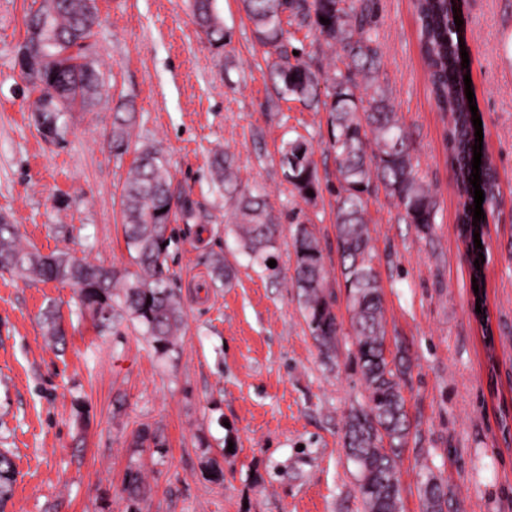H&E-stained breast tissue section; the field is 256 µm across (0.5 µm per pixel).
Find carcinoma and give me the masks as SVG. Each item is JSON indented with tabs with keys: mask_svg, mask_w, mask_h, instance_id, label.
Listing matches in <instances>:
<instances>
[{
	"mask_svg": "<svg viewBox=\"0 0 512 512\" xmlns=\"http://www.w3.org/2000/svg\"><path fill=\"white\" fill-rule=\"evenodd\" d=\"M419 26L420 52L427 65L431 94L448 118L446 146L460 195L472 197L469 182L475 127L460 70L457 35L448 0H411ZM256 41L273 57L270 68L278 98L328 113V148L336 166L335 228L341 277L354 346V362L365 391V404L349 412L345 445L357 466L356 487L364 512H403L399 461L409 444L411 422L403 387L411 373L405 355L388 359L387 320L380 274L373 259L367 217L368 198L382 190L398 209V220L430 235L437 224V202L417 174L415 148L395 112L390 92L379 80L383 53L377 30V0H242ZM196 23L208 42L224 45V21L215 0H192ZM313 37L317 52L330 60L315 67L293 54L282 18ZM329 20L325 25L320 18ZM97 15L94 0H41L26 19L27 36L18 49L23 79L38 92L34 104L53 107L44 116L49 133L58 134L62 110L76 100L87 106L99 94V74L83 53ZM132 113L118 114L112 123V151L130 147ZM284 177L304 199L319 196L322 181L308 142L297 137L281 149ZM210 174L233 200L224 214L225 230L237 250L279 279L274 258L281 236V215L268 195L239 179L234 155H211ZM482 209L494 213L499 202V174L493 164L481 167ZM176 196L170 173L152 145L136 149L121 195L124 237L135 270L119 271L91 263L68 252L45 255L24 241L15 226L0 216V257L5 271L23 280L55 281L75 288L82 307L93 314L96 327L107 330L129 317L144 327L156 349H176L187 319L180 292L170 286L168 245ZM473 210L462 204L456 221L474 252ZM295 257L292 287L316 345L329 358L336 350L342 325L334 312L335 296L328 288V270L319 239L309 225L291 228ZM211 277L228 283L234 270L224 252L211 255ZM9 452L0 450V506L15 480ZM123 492L136 503L147 496L137 469L127 472ZM422 512H447L448 487L428 474L420 485Z\"/></svg>",
	"mask_w": 512,
	"mask_h": 512,
	"instance_id": "1",
	"label": "carcinoma"
}]
</instances>
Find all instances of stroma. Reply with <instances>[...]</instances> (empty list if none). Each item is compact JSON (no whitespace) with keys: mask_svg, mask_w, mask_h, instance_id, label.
Here are the masks:
<instances>
[{"mask_svg":"<svg viewBox=\"0 0 512 512\" xmlns=\"http://www.w3.org/2000/svg\"><path fill=\"white\" fill-rule=\"evenodd\" d=\"M32 3L0 0V216L42 253L130 267L120 196L133 156H114L109 137L125 107L135 115L133 141L158 145L185 201L171 224L168 265L188 319L176 350L163 354L132 321L98 331L68 285L0 273V449L18 471L5 512H363L344 447L346 417L365 401L351 335L344 329L325 358L296 289L225 248L228 203L208 164L214 149L234 154L242 182L264 188L285 228L295 219L310 225L346 326L334 198L304 201L279 164L282 145L301 136L319 175L334 173L326 112L275 96L239 0H216L220 49L200 32L190 0H95L86 54L101 95L93 106L67 107L59 136H44L17 64ZM378 8L384 82L439 207L425 236L398 222L385 195L368 201L387 343L411 360L404 512H421V450L454 512H512V0L462 2L473 102L502 197L485 239L482 317L471 308L456 228L461 198L409 0H378ZM217 250L236 271L231 285L211 280ZM51 303L59 345L40 320ZM142 430L161 448L136 444ZM131 469L149 488L137 506L122 491Z\"/></svg>","mask_w":512,"mask_h":512,"instance_id":"1","label":"stroma"}]
</instances>
